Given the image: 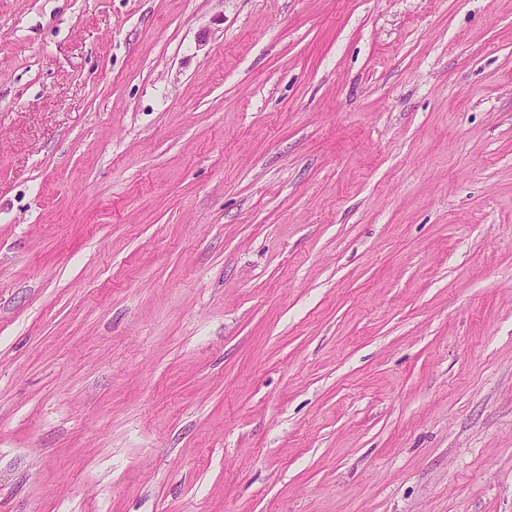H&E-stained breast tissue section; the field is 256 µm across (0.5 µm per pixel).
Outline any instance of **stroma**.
Returning <instances> with one entry per match:
<instances>
[{
  "instance_id": "obj_1",
  "label": "stroma",
  "mask_w": 512,
  "mask_h": 512,
  "mask_svg": "<svg viewBox=\"0 0 512 512\" xmlns=\"http://www.w3.org/2000/svg\"><path fill=\"white\" fill-rule=\"evenodd\" d=\"M0 512H512V0H0Z\"/></svg>"
}]
</instances>
